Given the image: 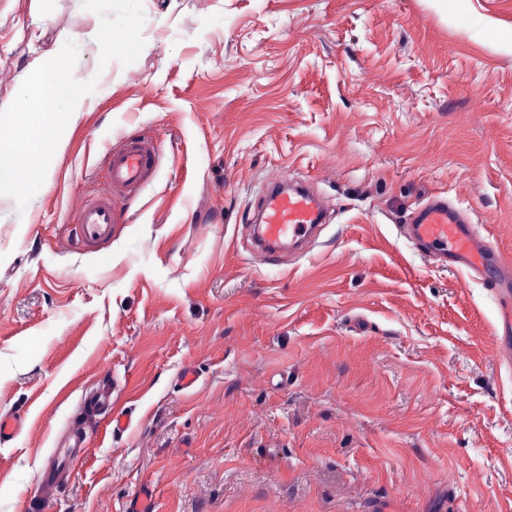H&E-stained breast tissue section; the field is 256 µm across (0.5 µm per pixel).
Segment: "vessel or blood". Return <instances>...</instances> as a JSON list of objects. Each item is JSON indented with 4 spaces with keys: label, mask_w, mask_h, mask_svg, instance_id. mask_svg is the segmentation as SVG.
I'll use <instances>...</instances> for the list:
<instances>
[{
    "label": "vessel or blood",
    "mask_w": 512,
    "mask_h": 512,
    "mask_svg": "<svg viewBox=\"0 0 512 512\" xmlns=\"http://www.w3.org/2000/svg\"><path fill=\"white\" fill-rule=\"evenodd\" d=\"M159 160L160 149L153 141L122 137L119 146L108 152L107 177L101 189L95 196L78 197L72 204L74 234L63 240V247L88 246L111 238L113 224L124 216V200L135 197L153 180ZM327 209V201L306 184L269 183L257 208L258 221L249 227L251 243L269 257L313 243ZM403 233L427 260L463 270L484 281L496 294L502 312L496 338L499 358L502 363H511L512 260L492 249L466 212L439 195L429 196L414 209ZM93 407L107 413L115 429L128 427L126 415L113 409L110 389L96 391ZM25 426V416L0 415V443L19 436ZM84 433L83 424L75 423L71 437L53 448L42 470L43 495H50L59 476L81 463Z\"/></svg>",
    "instance_id": "b4317fda"
}]
</instances>
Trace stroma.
Returning <instances> with one entry per match:
<instances>
[{
    "label": "stroma",
    "instance_id": "obj_1",
    "mask_svg": "<svg viewBox=\"0 0 512 512\" xmlns=\"http://www.w3.org/2000/svg\"><path fill=\"white\" fill-rule=\"evenodd\" d=\"M100 65L82 0H0V110L75 41L96 88L25 208L0 196V512H512V371L484 284L399 227L435 193L512 256V0H143ZM155 180L98 252L60 249L108 146ZM330 202L310 252L242 232L271 176ZM193 366L199 379L182 389ZM126 430L45 459L101 380ZM26 418L20 414L0 415V443L19 436L25 429ZM85 428L83 419L74 424L72 435L63 443L59 442L47 458L41 477L42 498H49L57 486L58 478L66 471L79 466L85 454Z\"/></svg>",
    "mask_w": 512,
    "mask_h": 512
}]
</instances>
